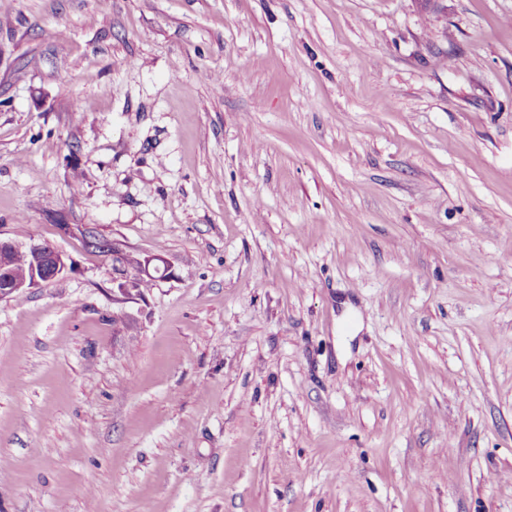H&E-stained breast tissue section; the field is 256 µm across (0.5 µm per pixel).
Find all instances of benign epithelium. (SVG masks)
<instances>
[{
  "instance_id": "7a95c632",
  "label": "benign epithelium",
  "mask_w": 512,
  "mask_h": 512,
  "mask_svg": "<svg viewBox=\"0 0 512 512\" xmlns=\"http://www.w3.org/2000/svg\"><path fill=\"white\" fill-rule=\"evenodd\" d=\"M20 253L29 258V267L23 276L16 278L12 274V269L15 258ZM67 270L65 254L50 244L23 246L0 238V296L54 281ZM170 274L169 265L160 256L137 258L130 265L129 282L131 287L139 288L141 282L146 279H166Z\"/></svg>"
}]
</instances>
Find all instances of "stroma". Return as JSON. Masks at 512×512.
<instances>
[{
  "label": "stroma",
  "instance_id": "obj_1",
  "mask_svg": "<svg viewBox=\"0 0 512 512\" xmlns=\"http://www.w3.org/2000/svg\"><path fill=\"white\" fill-rule=\"evenodd\" d=\"M0 237V512H512V0H0ZM24 253V255L16 256ZM16 258V260H15ZM15 261L14 273H11ZM69 266L65 254L50 244L40 243L29 246L19 245L0 237V296L34 288L61 277ZM2 277V279H1ZM112 252L117 261H120L123 264L125 263L126 266L131 269L128 279L132 288H148L152 285L150 280L167 279L171 274L169 265L160 256L154 255L143 259L134 258L135 262L132 265H129L124 261V258L127 256L126 254L120 253L115 246H112Z\"/></svg>",
  "mask_w": 512,
  "mask_h": 512
}]
</instances>
